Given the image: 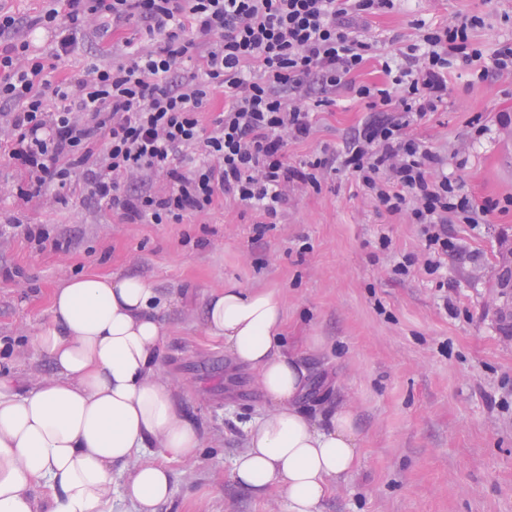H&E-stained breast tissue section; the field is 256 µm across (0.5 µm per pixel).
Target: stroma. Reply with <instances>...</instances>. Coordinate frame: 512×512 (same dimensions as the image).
I'll list each match as a JSON object with an SVG mask.
<instances>
[{"label": "stroma", "mask_w": 512, "mask_h": 512, "mask_svg": "<svg viewBox=\"0 0 512 512\" xmlns=\"http://www.w3.org/2000/svg\"><path fill=\"white\" fill-rule=\"evenodd\" d=\"M477 15L471 32L485 51L512 43V0H394L371 17L363 38L380 53L357 73L379 83L383 57L416 41L415 21L434 26ZM512 111V76L479 80L474 68L448 70V96L409 128L444 159L443 173L476 204L512 199V164L501 135ZM371 112L338 91L315 109L313 132L290 143L297 164L342 151ZM19 176L0 157V376L32 389L51 378L30 344L53 288L83 274L137 275L165 304L166 359L160 376L200 425L203 447L171 461L172 498L160 512H287L277 489L255 495L231 477L234 458L266 404L252 370L233 364L204 327L209 294L234 284L263 288L284 305V349L311 378L300 406L318 417L343 406L356 414L359 462L320 512H512V334H505L495 286L512 248V206L473 226L448 220L456 249L439 275L426 272L424 245L406 214L364 195L344 170L317 189L289 191L277 224L234 202L180 224H128L75 192L67 204L23 202ZM23 224H41L43 245ZM389 237L382 250L380 237ZM69 241L68 250L54 241ZM412 255L408 276L394 260ZM448 281L437 288L438 278Z\"/></svg>", "instance_id": "obj_1"}]
</instances>
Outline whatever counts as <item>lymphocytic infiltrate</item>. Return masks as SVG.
Instances as JSON below:
<instances>
[{"label": "lymphocytic infiltrate", "instance_id": "obj_1", "mask_svg": "<svg viewBox=\"0 0 512 512\" xmlns=\"http://www.w3.org/2000/svg\"><path fill=\"white\" fill-rule=\"evenodd\" d=\"M394 0H48L40 15L0 7V154L20 171L25 200L52 193L65 203L82 180L95 204L130 224H179L234 201L276 222L288 190L319 188L342 167L388 212H408L437 273L450 244L449 217L478 223L493 203L474 205L439 174L441 157L407 130L436 111L451 66L481 63L482 76L512 75V45L484 57L466 17L422 29L401 50L390 87L357 83L374 50L354 27ZM109 47V64L63 74L85 29ZM135 29L139 40L125 37ZM52 34L47 54L33 32ZM343 90L374 116L339 158L297 164L288 144L309 138L311 110ZM224 105L205 119L215 92ZM105 150H98V142Z\"/></svg>", "mask_w": 512, "mask_h": 512}]
</instances>
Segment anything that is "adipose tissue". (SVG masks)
Returning <instances> with one entry per match:
<instances>
[{"label":"adipose tissue","mask_w":512,"mask_h":512,"mask_svg":"<svg viewBox=\"0 0 512 512\" xmlns=\"http://www.w3.org/2000/svg\"><path fill=\"white\" fill-rule=\"evenodd\" d=\"M162 307L138 276L88 274L54 288L31 338L54 378L23 393L0 378V512H112L117 465L128 470L125 493L137 512L170 500L168 461L193 456L202 438L158 376ZM204 320L230 360L257 373L268 407L233 462V479L256 492L279 488L288 512H320L333 482L357 463L354 412L314 419L300 408L308 374L281 348L276 294L225 286L209 296Z\"/></svg>","instance_id":"1"}]
</instances>
